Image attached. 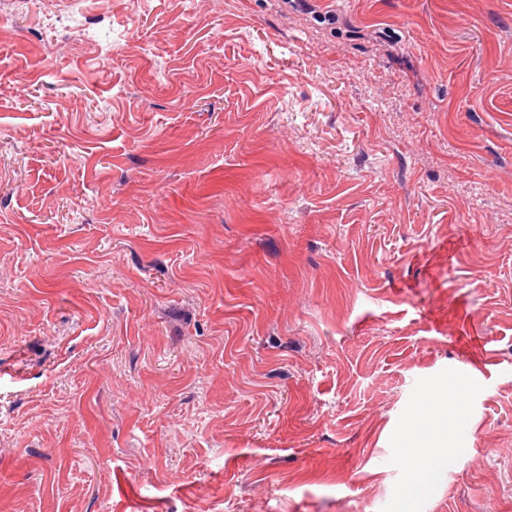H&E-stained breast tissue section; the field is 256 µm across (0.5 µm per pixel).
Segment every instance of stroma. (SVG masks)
I'll list each match as a JSON object with an SVG mask.
<instances>
[{
	"mask_svg": "<svg viewBox=\"0 0 512 512\" xmlns=\"http://www.w3.org/2000/svg\"><path fill=\"white\" fill-rule=\"evenodd\" d=\"M317 4L0 0V512H512V0ZM458 390L451 384H446L429 391L423 401L413 412L412 428L420 434L421 438L434 439L437 442L446 441L448 435V413H454L459 419L462 408L459 405ZM445 412L444 417H440ZM432 416L440 417L433 421ZM408 449L402 451V458L408 464L412 474V480L405 486L403 490V498L405 501L418 495L427 489L433 476L448 467L451 463L456 448H438L431 449L423 455L414 452V446L408 444Z\"/></svg>",
	"mask_w": 512,
	"mask_h": 512,
	"instance_id": "obj_1",
	"label": "stroma"
}]
</instances>
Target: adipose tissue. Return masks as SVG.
<instances>
[{"mask_svg":"<svg viewBox=\"0 0 512 512\" xmlns=\"http://www.w3.org/2000/svg\"><path fill=\"white\" fill-rule=\"evenodd\" d=\"M459 392L450 384L433 389L425 394L421 404L413 412L412 427L421 437L439 441L440 449H432L425 454H417L413 449H405L402 457L412 474L411 481L403 490L404 499H411L427 489L433 476L448 467L454 457L453 449L444 447L448 435L447 413L461 414L458 402Z\"/></svg>","mask_w":512,"mask_h":512,"instance_id":"1","label":"adipose tissue"}]
</instances>
